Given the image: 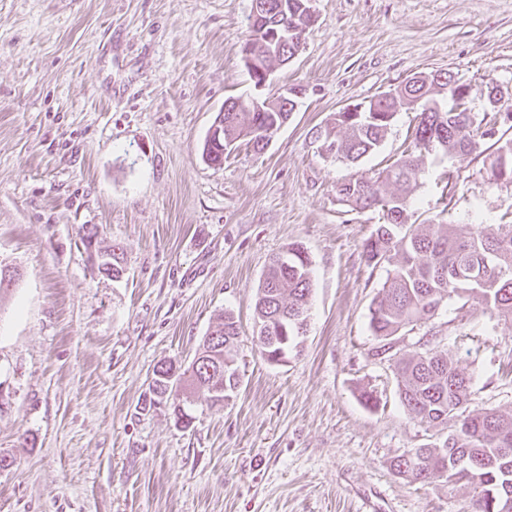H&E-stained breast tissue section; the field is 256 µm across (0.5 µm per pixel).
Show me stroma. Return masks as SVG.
Segmentation results:
<instances>
[{"mask_svg":"<svg viewBox=\"0 0 512 512\" xmlns=\"http://www.w3.org/2000/svg\"><path fill=\"white\" fill-rule=\"evenodd\" d=\"M251 7L0 0V263L17 272L0 294V512L472 510L469 485L390 467L440 433L410 419L368 355L385 271L363 243L381 214L336 192L399 157L415 114L356 165L310 133L421 72L462 78L479 113L488 83L512 99V0H314L301 51L264 90L296 89L295 112L263 152L242 141L213 166L202 145L225 100L257 94L240 52ZM511 206L482 155L430 156L410 213L466 236ZM291 243L312 263L309 321L300 354L272 362L254 304ZM115 246L119 279L100 270ZM227 312L237 397L196 398L185 430L167 408L142 412L154 366L190 363ZM430 325L472 377L471 411L512 410V319L452 300Z\"/></svg>","mask_w":512,"mask_h":512,"instance_id":"stroma-1","label":"stroma"}]
</instances>
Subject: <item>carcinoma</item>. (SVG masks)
Instances as JSON below:
<instances>
[{"mask_svg": "<svg viewBox=\"0 0 512 512\" xmlns=\"http://www.w3.org/2000/svg\"><path fill=\"white\" fill-rule=\"evenodd\" d=\"M270 27H288V42L278 46L264 41L260 29L251 30V49L268 63L292 53L299 37L297 28H307L313 16L299 11L302 0H266ZM457 79L448 72L439 77H421L404 88L432 104L419 112L414 148L402 153L390 166L367 177H353L339 185V200L353 211L378 208L383 223L366 239L363 253L368 265L385 269V280L369 308V327L374 343L371 357L391 360L398 397L409 416L438 427L455 423V429L440 442H433L397 457L391 468L411 482L443 480L464 482L475 493L474 512H496L494 500L512 493V413L486 409L471 416L472 377L434 345L425 353L404 355L395 347L398 337L432 319L455 298L466 305L476 302L490 316L512 317V219L494 232L476 230L467 237L452 224L409 223L411 199L418 188L424 158L441 154L462 158L471 154L475 137L493 141L489 155L490 175L496 182L512 184V138L499 126L512 129V112H500L499 126L482 128L484 119L469 103H457L448 94H434ZM372 102L377 112H337L320 141L323 152L341 162L355 164L374 154L384 141L398 112L405 108L401 94L384 91ZM289 117L276 102L267 112L224 113V141L212 161L220 165L224 154L246 139L254 151L267 146L263 131ZM507 152V169L500 167ZM311 292V262L299 244L270 258L258 288L255 314L258 329L254 341L268 360L279 362L298 351L307 332ZM239 326L232 313L199 344L188 366L174 359L159 361L153 368L152 397L143 402L148 411L163 402L170 404L175 422L187 429L191 416L186 404L191 394L204 391L215 404L229 402L240 385L234 352Z\"/></svg>", "mask_w": 512, "mask_h": 512, "instance_id": "1", "label": "carcinoma"}]
</instances>
